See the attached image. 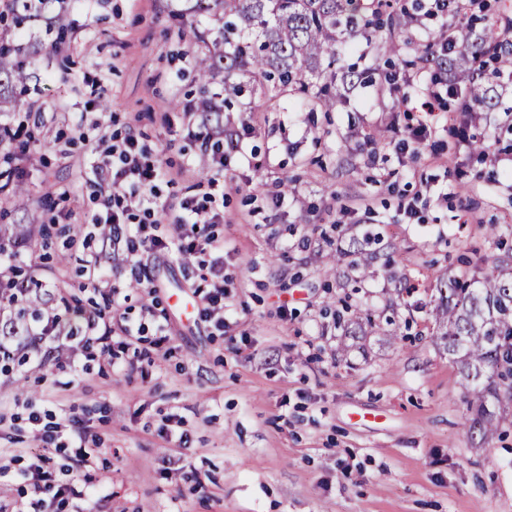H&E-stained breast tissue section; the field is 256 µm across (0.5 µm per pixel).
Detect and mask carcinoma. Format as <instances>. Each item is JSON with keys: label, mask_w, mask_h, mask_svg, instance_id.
Masks as SVG:
<instances>
[{"label": "carcinoma", "mask_w": 512, "mask_h": 512, "mask_svg": "<svg viewBox=\"0 0 512 512\" xmlns=\"http://www.w3.org/2000/svg\"><path fill=\"white\" fill-rule=\"evenodd\" d=\"M9 0L7 10L18 23L43 21L53 24L57 0ZM179 14L188 21L207 20L210 28L198 35L202 43L197 58L196 79L204 93L200 106L211 131H224V109L207 96L214 83L221 86L224 99L240 97L258 89L280 95H308L316 86V104L331 108V90L336 80L354 83V73L336 72L339 54L363 45L375 55L394 51L397 42L414 22L413 15L386 13V0H179ZM512 28V7L504 5L502 15L481 32L450 23L438 38H451L448 55L439 54L429 44L416 47L409 64L434 63L455 75L464 85V103L470 107L498 109L507 94V85L484 77V59H493L502 68H512V44L499 36L501 27ZM36 42L14 45L0 39V115L18 106L16 91L29 79L22 57L38 54ZM54 237L75 242L71 227L63 224H13L0 227V252L4 266L13 268L15 254L6 252L23 240L43 246ZM0 344L10 343L27 328L26 316L44 317L49 300L24 287H0ZM437 333L448 355L458 365L468 391V432L483 442L499 429L503 414L512 404V258H499L482 276L470 280L448 279L439 303L432 311Z\"/></svg>", "instance_id": "carcinoma-1"}]
</instances>
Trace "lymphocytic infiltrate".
Returning <instances> with one entry per match:
<instances>
[{
	"label": "lymphocytic infiltrate",
	"mask_w": 512,
	"mask_h": 512,
	"mask_svg": "<svg viewBox=\"0 0 512 512\" xmlns=\"http://www.w3.org/2000/svg\"><path fill=\"white\" fill-rule=\"evenodd\" d=\"M195 139L207 159L209 176L205 192L184 196L173 204L174 222L180 228L177 237L164 240L155 233L158 184L166 172L160 161L141 145L139 133L132 126L110 145L96 144L87 148L86 159L92 174L90 183L95 189L98 205L88 212L70 213L67 219L73 224L111 225L113 244H125L132 254L144 246L150 249L163 247L185 257L207 256L209 272L207 291L202 298V314L209 318L223 312L226 296L222 261L224 242L212 232L215 225L223 223L224 213L214 209L212 203L216 195L223 193L227 173L223 148L210 145L200 133ZM87 265L88 284L93 290L102 292L103 307L84 313L83 325L69 331L55 320H47L40 329L41 338L63 336L78 340L84 347L95 345L113 360L117 359L119 351L125 350L130 354L128 367L146 369L151 366V359L132 349L138 331L123 312L126 294L120 288L105 287L98 257H90ZM24 481V492L30 497L33 512H62L66 506L71 512H83L81 503L92 491V483L87 479L58 484L51 459L45 455L28 467Z\"/></svg>",
	"instance_id": "f902f5d3"
}]
</instances>
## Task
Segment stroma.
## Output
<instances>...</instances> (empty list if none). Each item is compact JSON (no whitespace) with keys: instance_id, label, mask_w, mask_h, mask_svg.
<instances>
[{"instance_id":"stroma-1","label":"stroma","mask_w":512,"mask_h":512,"mask_svg":"<svg viewBox=\"0 0 512 512\" xmlns=\"http://www.w3.org/2000/svg\"><path fill=\"white\" fill-rule=\"evenodd\" d=\"M173 6L66 0V43L32 59L35 77L8 120L16 126L36 102L47 126L26 154L0 147V169L12 167L31 202L21 213L0 196V224L94 208L72 140L129 124L170 173L162 201L205 177L171 107L195 98L199 55ZM376 65L361 51L338 61L359 79L337 89L329 112L260 92L239 100L231 118L242 148L224 150L233 180L213 228L224 239L223 329L197 312L196 259L139 248L155 291L132 287L127 262L112 272L152 366L115 369L72 341L40 371L27 363L0 373V464L19 474L41 453L30 412L52 426L71 411L98 450L84 512H512V415L488 443L470 437L466 390L430 314L448 276L476 275L512 254V235L499 246L489 232L512 226V172L490 162L512 154V112L477 111L460 128L458 94L423 111L424 84L393 92ZM421 124L431 131L425 152L397 150ZM464 134L484 138L485 154L461 145ZM48 189L50 210L41 203ZM369 236L372 268L331 264L336 250ZM101 249L97 238L75 244L65 266L38 247L21 259L42 287H72L83 259ZM399 276L406 291L396 289ZM345 303L372 318L353 336L331 313ZM160 328L163 352L153 347ZM171 414L186 447L162 431Z\"/></svg>"}]
</instances>
